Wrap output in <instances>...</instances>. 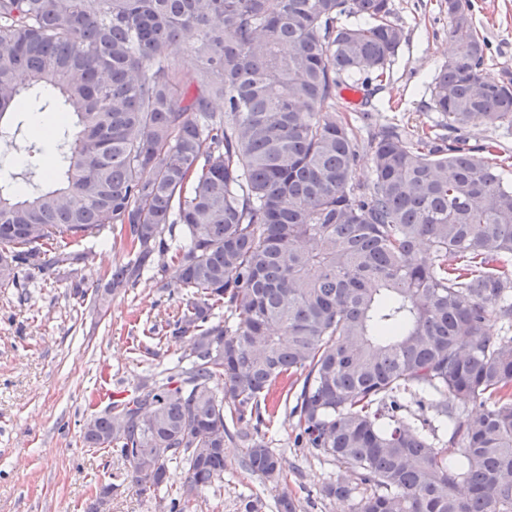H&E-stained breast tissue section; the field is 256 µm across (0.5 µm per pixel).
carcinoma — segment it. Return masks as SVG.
Segmentation results:
<instances>
[{
    "label": "carcinoma",
    "mask_w": 512,
    "mask_h": 512,
    "mask_svg": "<svg viewBox=\"0 0 512 512\" xmlns=\"http://www.w3.org/2000/svg\"><path fill=\"white\" fill-rule=\"evenodd\" d=\"M447 2L467 46L432 90L450 141L377 127L369 101L368 139L349 119L348 81H383L407 39L391 0H0V123L37 90L58 96L38 111L61 114L57 177L13 133L0 287L74 268L85 255L67 245L106 228L124 260L103 294L176 265L173 334L190 349L82 426L143 495L183 462L169 512H195L224 480L232 439L246 471L288 485L256 435L290 394L298 442L339 468L325 497L512 512V156L468 143L512 127V80H484L473 2ZM362 152L367 183L353 180ZM407 397L429 402L448 446L400 416Z\"/></svg>",
    "instance_id": "cac0c4a2"
}]
</instances>
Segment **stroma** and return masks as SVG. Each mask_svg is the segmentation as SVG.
I'll list each match as a JSON object with an SVG mask.
<instances>
[{
    "label": "stroma",
    "mask_w": 512,
    "mask_h": 512,
    "mask_svg": "<svg viewBox=\"0 0 512 512\" xmlns=\"http://www.w3.org/2000/svg\"><path fill=\"white\" fill-rule=\"evenodd\" d=\"M392 21L408 40L383 82L370 83L383 123L438 129L430 107L432 81L453 51L445 0H392ZM474 25L488 44L482 74L512 79V0H473ZM88 258L77 272H41L19 288H0V512H88L99 486L117 483L111 512H163L157 497L122 488L116 457L84 446L81 427L112 400L131 395L147 374L166 376L184 344L172 326L185 291L174 270L144 274L97 309L88 297L121 255L112 234L79 242ZM260 434L282 459L299 512H354V499H327L321 487L337 465L295 442L288 408ZM239 441L228 442L224 479L203 492L197 512H241L242 499L261 497L275 512V487L239 468Z\"/></svg>",
    "instance_id": "1"
}]
</instances>
